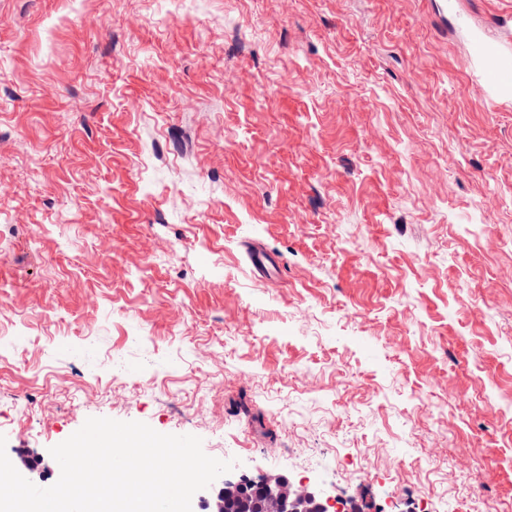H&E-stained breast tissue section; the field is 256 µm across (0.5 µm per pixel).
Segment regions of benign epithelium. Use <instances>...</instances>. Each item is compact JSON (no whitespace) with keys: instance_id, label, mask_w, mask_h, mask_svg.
<instances>
[{"instance_id":"obj_1","label":"benign epithelium","mask_w":512,"mask_h":512,"mask_svg":"<svg viewBox=\"0 0 512 512\" xmlns=\"http://www.w3.org/2000/svg\"><path fill=\"white\" fill-rule=\"evenodd\" d=\"M255 483L263 489V512H329L328 502L319 493L278 476H261L256 480L243 475L226 477L212 499L200 498V507L205 512H224V490H242Z\"/></svg>"}]
</instances>
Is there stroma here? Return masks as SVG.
<instances>
[{"label": "stroma", "mask_w": 512, "mask_h": 512, "mask_svg": "<svg viewBox=\"0 0 512 512\" xmlns=\"http://www.w3.org/2000/svg\"><path fill=\"white\" fill-rule=\"evenodd\" d=\"M478 34L512 54V0H0L26 479L105 417L361 512H512V99ZM473 58L480 67L487 92L497 98L512 95V57L499 46L483 38L474 39Z\"/></svg>", "instance_id": "stroma-1"}]
</instances>
